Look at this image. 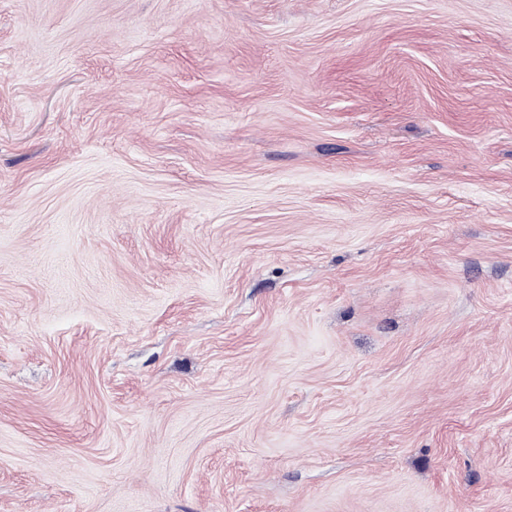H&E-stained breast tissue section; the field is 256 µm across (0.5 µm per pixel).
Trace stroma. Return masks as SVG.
<instances>
[{
    "label": "stroma",
    "mask_w": 512,
    "mask_h": 512,
    "mask_svg": "<svg viewBox=\"0 0 512 512\" xmlns=\"http://www.w3.org/2000/svg\"><path fill=\"white\" fill-rule=\"evenodd\" d=\"M0 512H512V0H0Z\"/></svg>",
    "instance_id": "1"
}]
</instances>
